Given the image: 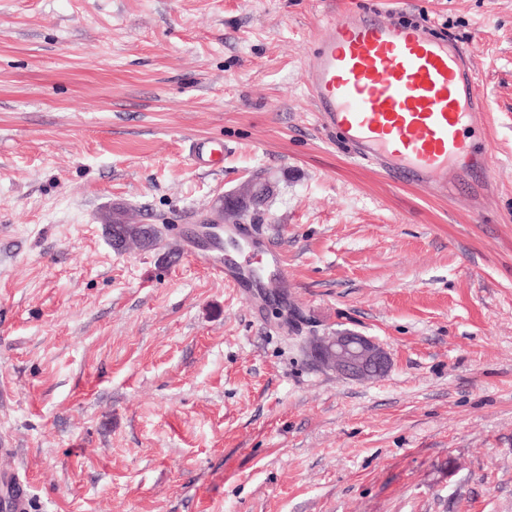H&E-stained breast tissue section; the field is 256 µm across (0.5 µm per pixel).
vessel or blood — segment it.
I'll return each instance as SVG.
<instances>
[{"label": "vessel or blood", "instance_id": "vessel-or-blood-1", "mask_svg": "<svg viewBox=\"0 0 512 512\" xmlns=\"http://www.w3.org/2000/svg\"><path fill=\"white\" fill-rule=\"evenodd\" d=\"M322 127L397 183L444 191L454 166L489 169L465 131L483 106L461 49L379 9L332 12L303 69Z\"/></svg>", "mask_w": 512, "mask_h": 512}]
</instances>
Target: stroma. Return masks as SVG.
I'll list each match as a JSON object with an SVG mask.
<instances>
[{
	"instance_id": "obj_1",
	"label": "stroma",
	"mask_w": 512,
	"mask_h": 512,
	"mask_svg": "<svg viewBox=\"0 0 512 512\" xmlns=\"http://www.w3.org/2000/svg\"><path fill=\"white\" fill-rule=\"evenodd\" d=\"M376 0H0V474L29 512H512V0H395L466 52L489 171L360 165L302 68ZM212 141L224 165L197 169ZM276 191L235 265L190 232ZM154 224L116 251L103 216ZM392 358L349 380L305 345ZM243 203V197L237 196L236 193L225 194L219 200V205L215 207L214 215L205 220L204 224H202L203 228L207 229L203 231V234L209 238H216L217 234L213 229H224V207L228 206L230 208H234ZM223 213V220H219L216 217V213ZM311 353L342 377L353 380L384 376L391 367L390 355L381 343L351 330L320 338L311 346Z\"/></svg>"
}]
</instances>
